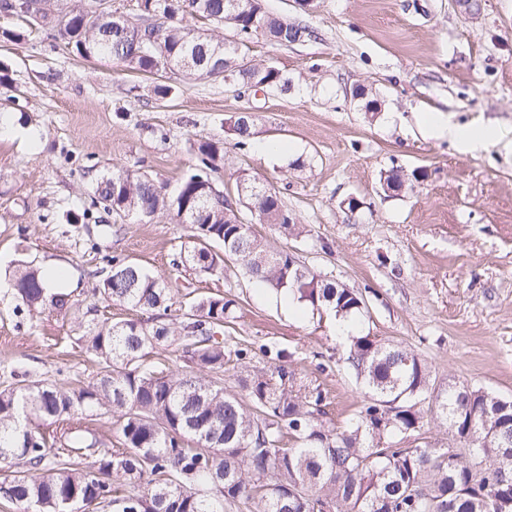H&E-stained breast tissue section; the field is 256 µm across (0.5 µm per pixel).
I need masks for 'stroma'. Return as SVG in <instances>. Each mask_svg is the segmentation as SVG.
Returning a JSON list of instances; mask_svg holds the SVG:
<instances>
[{"instance_id":"stroma-1","label":"stroma","mask_w":512,"mask_h":512,"mask_svg":"<svg viewBox=\"0 0 512 512\" xmlns=\"http://www.w3.org/2000/svg\"><path fill=\"white\" fill-rule=\"evenodd\" d=\"M262 5L313 32L288 46L261 34L237 44L245 61L279 68L287 91L186 83L170 73L164 99L154 76L74 56L24 19L0 15V26L26 34L18 45L0 42L11 80L0 87V111L18 131L0 138V389L12 385L17 367L76 389L97 372L74 318L19 311L13 272L59 263L73 273L71 295L84 307L108 258L120 256L165 276L180 293L236 299L225 338L251 349L252 365L268 370L273 351L285 350L292 368L323 391L326 424L345 426L365 390L343 360L333 315L288 316L274 290L232 261L219 277L176 267L190 225L165 217L118 225L100 209L91 223L68 221L74 201L90 206L96 173L141 172L172 192L195 162L191 143L220 140L225 160L214 184L233 198L240 173L273 183L303 234L286 239L250 211L243 218L317 275L368 291L363 333L414 350L435 390H447L453 377L512 397V0H482L474 15L457 0ZM358 86L365 97L355 96ZM370 100L378 106L373 116L364 109ZM241 111L254 124L244 151L228 131ZM422 112L498 127L506 142L460 153L420 132ZM29 129L40 134L38 148L20 138ZM273 142L288 152L260 151ZM89 159L92 174L82 169ZM394 166L427 177L414 190L389 194L380 174ZM350 197L360 200L359 210L348 211ZM264 345L271 355L261 353ZM69 425L122 450L103 410L40 430L53 436Z\"/></svg>"}]
</instances>
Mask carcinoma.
I'll list each match as a JSON object with an SVG mask.
<instances>
[{"label":"carcinoma","instance_id":"carcinoma-1","mask_svg":"<svg viewBox=\"0 0 512 512\" xmlns=\"http://www.w3.org/2000/svg\"><path fill=\"white\" fill-rule=\"evenodd\" d=\"M24 16L49 30L68 52L120 63L153 75L169 67L189 81H231L259 89L288 85L269 63L246 65L224 39L200 37L182 24L197 15L222 24L234 16L241 38L256 29L288 45L312 31L266 13L260 0H137L145 18L135 27L113 18L86 17L81 0H40ZM249 117L230 118L234 146L253 137ZM196 164L178 192L144 174L114 168L97 175L92 205L122 222L166 216L192 226L180 264L204 274L224 273L235 260L252 279L336 317H361L364 296L320 278L288 251L243 229L238 205L288 238L303 233L276 189L252 192L257 181L242 175V199L211 195L212 174L224 165V148L203 141ZM428 174L393 167L383 188H414ZM219 243L223 252L211 249ZM94 287L97 302L81 313L82 339L99 368L95 381L73 390L64 384L29 382L0 391V463L21 462L8 496L23 512H73L77 497L110 512H224L243 500L257 512H512V398L448 379V391L430 394L429 372L410 349L369 335L347 338L346 362L365 388V399L342 431L326 425L322 390L300 376L276 351L274 371L245 370L239 385L246 399L224 392L216 374L226 351L218 336L233 318L235 301L201 295L177 301L172 283L117 256ZM16 298L29 312L48 308L72 313L64 293H49L40 270L15 272ZM150 314V321H98V302ZM175 346L185 369L169 374L144 362L149 349ZM106 409L112 412L126 451L113 454L93 436L63 438L75 460L52 453L55 441L32 421L56 423ZM431 417L448 428L454 448H409L405 440ZM293 444L283 446L284 438Z\"/></svg>","mask_w":512,"mask_h":512}]
</instances>
